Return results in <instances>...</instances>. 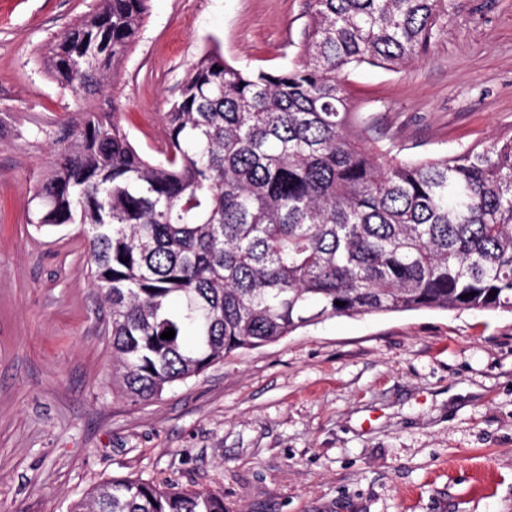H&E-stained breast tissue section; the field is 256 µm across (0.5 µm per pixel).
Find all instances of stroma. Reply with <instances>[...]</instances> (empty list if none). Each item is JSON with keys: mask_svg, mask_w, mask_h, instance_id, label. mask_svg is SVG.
<instances>
[{"mask_svg": "<svg viewBox=\"0 0 512 512\" xmlns=\"http://www.w3.org/2000/svg\"><path fill=\"white\" fill-rule=\"evenodd\" d=\"M93 6L0 0V512H67L116 476L215 490L227 512H512V313L336 317L157 399L114 393L85 234L29 222L75 108L38 59ZM306 23L305 0H151L115 90L131 142L155 156L207 52L285 68ZM344 78L400 157L512 134V0H459L405 70Z\"/></svg>", "mask_w": 512, "mask_h": 512, "instance_id": "35a3bbf8", "label": "stroma"}]
</instances>
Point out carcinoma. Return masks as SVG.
I'll return each mask as SVG.
<instances>
[{
  "label": "carcinoma",
  "instance_id": "obj_1",
  "mask_svg": "<svg viewBox=\"0 0 512 512\" xmlns=\"http://www.w3.org/2000/svg\"><path fill=\"white\" fill-rule=\"evenodd\" d=\"M149 2L96 0L40 56L80 107L53 139L30 223L83 226L121 397L158 398L330 318L512 313V135L400 158L368 143L342 78L406 69L456 0H306L301 50L279 70L209 52L164 114L158 161L131 144L113 95ZM69 512L225 510L205 489L114 477Z\"/></svg>",
  "mask_w": 512,
  "mask_h": 512
}]
</instances>
